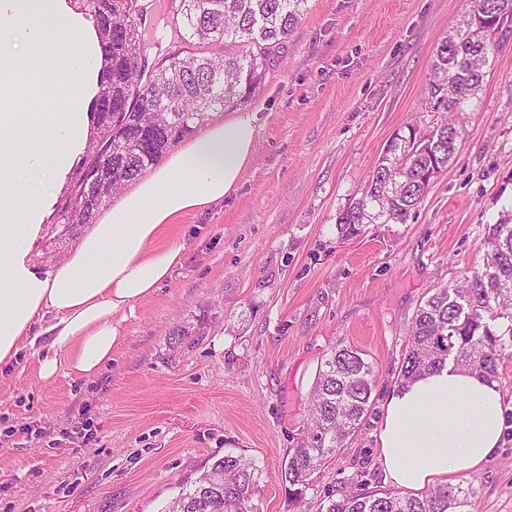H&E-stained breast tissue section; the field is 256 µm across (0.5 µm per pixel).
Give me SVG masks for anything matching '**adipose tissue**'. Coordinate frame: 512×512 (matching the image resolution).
<instances>
[{"label": "adipose tissue", "instance_id": "adipose-tissue-1", "mask_svg": "<svg viewBox=\"0 0 512 512\" xmlns=\"http://www.w3.org/2000/svg\"><path fill=\"white\" fill-rule=\"evenodd\" d=\"M26 20L14 29V20ZM73 48L55 62L39 53L46 23ZM103 56L99 35L67 0H0V377L21 352L38 377L88 379L123 343L121 316L171 277L183 247L163 244L176 219L237 192L257 137L253 113L210 124L135 181L46 275L27 260L53 189L90 124ZM496 382L445 367L388 399L379 434L384 476L420 490L471 474L504 431Z\"/></svg>", "mask_w": 512, "mask_h": 512}]
</instances>
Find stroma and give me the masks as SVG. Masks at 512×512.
<instances>
[{
	"label": "stroma",
	"mask_w": 512,
	"mask_h": 512,
	"mask_svg": "<svg viewBox=\"0 0 512 512\" xmlns=\"http://www.w3.org/2000/svg\"><path fill=\"white\" fill-rule=\"evenodd\" d=\"M245 108L258 138L238 191L173 231L181 266L123 323L100 375L50 381L25 357L0 379V512H162L224 455L255 464L257 512H324L328 496L392 491L378 435L412 318L437 286L477 266L485 228L512 205V36L458 120L465 141L403 224L350 240L339 211L360 196L392 135L426 129L430 65L467 0H309ZM66 175L30 246L52 269L87 228L61 224ZM183 338H176V331ZM374 364L371 408L308 484L280 477L321 362L339 342ZM507 428L475 475L478 512H512V360L500 370ZM89 438L67 432L80 414Z\"/></svg>",
	"instance_id": "35a3bbf8"
}]
</instances>
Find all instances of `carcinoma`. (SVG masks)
Listing matches in <instances>:
<instances>
[{
    "label": "carcinoma",
    "mask_w": 512,
    "mask_h": 512,
    "mask_svg": "<svg viewBox=\"0 0 512 512\" xmlns=\"http://www.w3.org/2000/svg\"><path fill=\"white\" fill-rule=\"evenodd\" d=\"M309 0H167L184 34L153 68L141 31L144 11L132 0H88L104 52L93 135L62 211L69 226L93 224L112 195L144 176L166 151L217 110L246 104L264 84L271 60L308 11ZM432 61L434 110L448 113L423 132L410 124L389 140L361 196L339 213L347 240L368 224H403L448 168L463 140L456 114L482 90L496 42L512 33V0H468ZM487 16L479 26L474 14ZM482 262L462 280L419 304L394 385L403 389L446 365L490 379L512 358V210L487 225ZM373 363L338 344L321 364L303 432L281 477L303 486L360 429L371 406ZM251 462L228 454L200 474L163 512H254ZM325 512H477L474 483L438 485L420 496L352 492L328 497Z\"/></svg>",
    "instance_id": "cac0c4a2"
}]
</instances>
